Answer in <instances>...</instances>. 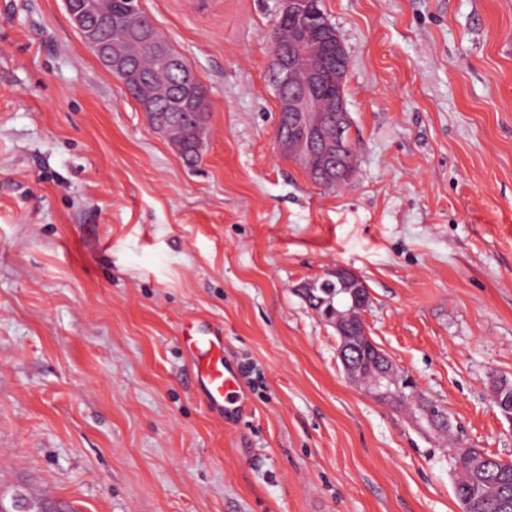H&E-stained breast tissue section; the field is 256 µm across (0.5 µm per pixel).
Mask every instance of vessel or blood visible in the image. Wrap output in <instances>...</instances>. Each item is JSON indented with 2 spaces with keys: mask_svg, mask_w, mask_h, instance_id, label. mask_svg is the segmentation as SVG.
Listing matches in <instances>:
<instances>
[{
  "mask_svg": "<svg viewBox=\"0 0 512 512\" xmlns=\"http://www.w3.org/2000/svg\"><path fill=\"white\" fill-rule=\"evenodd\" d=\"M181 341L193 362V375L211 410L230 416L242 412L245 403L234 369L224 359L223 337L193 335L183 329Z\"/></svg>",
  "mask_w": 512,
  "mask_h": 512,
  "instance_id": "obj_1",
  "label": "vessel or blood"
}]
</instances>
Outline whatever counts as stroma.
Wrapping results in <instances>:
<instances>
[{
	"label": "stroma",
	"mask_w": 512,
	"mask_h": 512,
	"mask_svg": "<svg viewBox=\"0 0 512 512\" xmlns=\"http://www.w3.org/2000/svg\"><path fill=\"white\" fill-rule=\"evenodd\" d=\"M140 5L209 94L195 164L63 0H0V512H461L456 448L512 461V0H322L341 189L275 143L279 0ZM339 266L408 405L346 377L300 293ZM189 322L223 330L239 418L191 387Z\"/></svg>",
	"instance_id": "1"
}]
</instances>
